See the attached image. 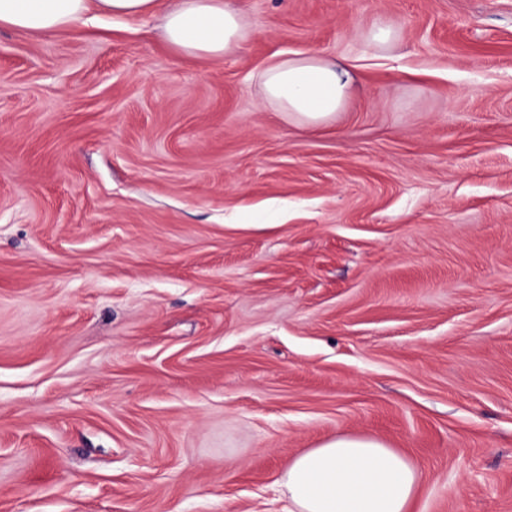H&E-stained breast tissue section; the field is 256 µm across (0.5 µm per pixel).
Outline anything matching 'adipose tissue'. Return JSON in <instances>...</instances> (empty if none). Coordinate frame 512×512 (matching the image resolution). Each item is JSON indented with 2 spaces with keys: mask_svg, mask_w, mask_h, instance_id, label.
Here are the masks:
<instances>
[{
  "mask_svg": "<svg viewBox=\"0 0 512 512\" xmlns=\"http://www.w3.org/2000/svg\"><path fill=\"white\" fill-rule=\"evenodd\" d=\"M156 8L157 0H0V26L43 33L91 11L140 19ZM245 13L242 0H171L161 35L178 52L218 58L250 39ZM260 80L275 111L309 126L342 111L352 86L343 65L316 53L272 62ZM420 485L414 460L378 438L353 434L301 449L278 479L290 512H412Z\"/></svg>",
  "mask_w": 512,
  "mask_h": 512,
  "instance_id": "ef3b65f1",
  "label": "adipose tissue"
}]
</instances>
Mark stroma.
Wrapping results in <instances>:
<instances>
[{
	"instance_id": "obj_1",
	"label": "stroma",
	"mask_w": 512,
	"mask_h": 512,
	"mask_svg": "<svg viewBox=\"0 0 512 512\" xmlns=\"http://www.w3.org/2000/svg\"><path fill=\"white\" fill-rule=\"evenodd\" d=\"M245 4L218 59L0 26V512H288L343 433L512 512V0ZM314 51L319 127L259 83ZM265 100L288 119L318 126L341 112L352 78L336 61L310 53L268 64L260 75Z\"/></svg>"
}]
</instances>
